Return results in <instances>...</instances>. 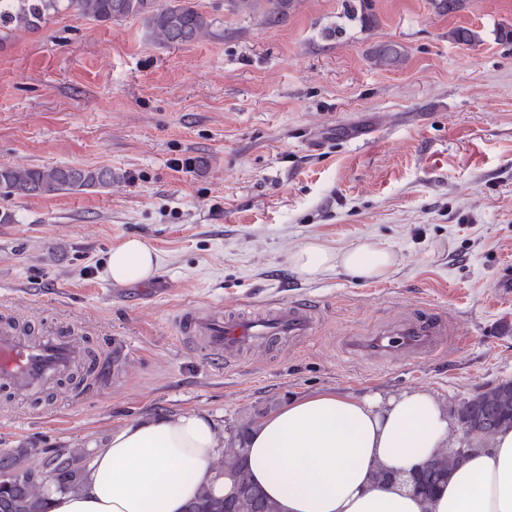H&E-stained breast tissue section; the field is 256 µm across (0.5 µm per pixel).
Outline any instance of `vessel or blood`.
<instances>
[{"instance_id": "obj_1", "label": "vessel or blood", "mask_w": 512, "mask_h": 512, "mask_svg": "<svg viewBox=\"0 0 512 512\" xmlns=\"http://www.w3.org/2000/svg\"><path fill=\"white\" fill-rule=\"evenodd\" d=\"M315 300L300 296L244 317L184 309L176 319L180 335L195 338L197 351L214 367L239 352L275 337L313 335L319 321ZM462 322L432 303H415L399 318L366 336H349L344 352L352 357L373 355L393 362H410L447 351L453 337L462 335ZM91 368L95 377L123 376L127 348L91 355L83 337L63 332L33 336L24 328L0 323V391L36 393L64 382L78 367Z\"/></svg>"}]
</instances>
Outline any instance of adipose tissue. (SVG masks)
Returning <instances> with one entry per match:
<instances>
[{
  "label": "adipose tissue",
  "mask_w": 512,
  "mask_h": 512,
  "mask_svg": "<svg viewBox=\"0 0 512 512\" xmlns=\"http://www.w3.org/2000/svg\"><path fill=\"white\" fill-rule=\"evenodd\" d=\"M396 262L377 241L343 252L311 241L291 256L309 279L337 266L362 280L384 278ZM156 271L157 258L141 239L113 246L107 274L114 284ZM448 435V417L428 392L358 400L325 390L291 399L255 424L245 457L251 479L279 512H512V430L472 452L432 499L396 480L372 484L375 469L410 472L447 447ZM220 453L208 414L130 421L97 449L77 491L52 497L49 512H182L200 488L217 496L231 490V479L213 470Z\"/></svg>",
  "instance_id": "ef3b65f1"
}]
</instances>
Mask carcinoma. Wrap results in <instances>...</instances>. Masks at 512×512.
<instances>
[{
  "label": "carcinoma",
  "instance_id": "carcinoma-1",
  "mask_svg": "<svg viewBox=\"0 0 512 512\" xmlns=\"http://www.w3.org/2000/svg\"><path fill=\"white\" fill-rule=\"evenodd\" d=\"M292 4L293 0H230L233 10L259 14L269 23L284 20ZM62 13L102 23L139 17L150 34L166 46L186 45L213 34V20L197 8L195 0H0V47L18 32L42 30ZM118 178L119 174L109 167L0 166V197L10 199L106 189ZM458 419L488 435L511 429L512 380L502 381L465 400L458 410ZM245 437L246 434H239L236 444L224 452L215 467L217 477L232 479V492L216 498L209 488L203 487L186 505L185 512H278L276 505L248 476ZM456 466L455 450L437 453L410 476L412 490L423 496L432 495L447 482ZM25 473L26 476L9 484H0V512H48L53 493L79 488L82 469L48 471L34 463L25 467Z\"/></svg>",
  "mask_w": 512,
  "mask_h": 512
}]
</instances>
